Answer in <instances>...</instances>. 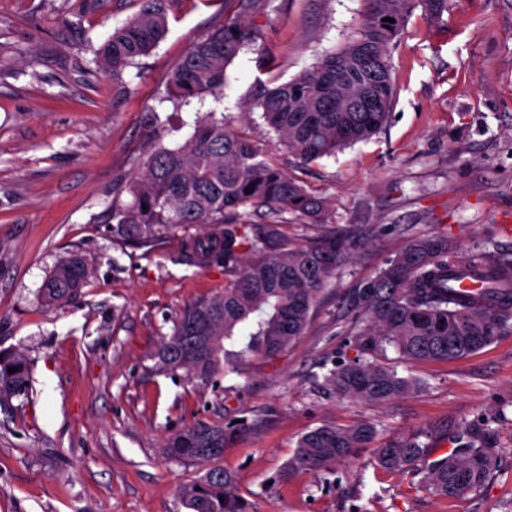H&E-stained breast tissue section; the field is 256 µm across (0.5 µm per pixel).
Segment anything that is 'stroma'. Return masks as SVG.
I'll list each match as a JSON object with an SVG mask.
<instances>
[{
  "instance_id": "obj_1",
  "label": "stroma",
  "mask_w": 512,
  "mask_h": 512,
  "mask_svg": "<svg viewBox=\"0 0 512 512\" xmlns=\"http://www.w3.org/2000/svg\"><path fill=\"white\" fill-rule=\"evenodd\" d=\"M362 0H272L249 16L256 39L226 70L225 115L327 205L351 260L324 291L304 336L273 362L203 388L154 372L151 357L191 302L222 292L223 265L185 258L178 241L136 249L95 218L115 173L135 167L172 112L166 79L224 0H181L166 38L120 77L97 51L139 0H0V349L24 352L27 402L0 409V512H186L178 490L202 465L168 459V435L198 421L250 424L219 461L249 512H512V332L457 360L386 361L422 388L383 406L323 388L327 367L358 358L346 299L417 235H445L459 256L512 249V0H448L442 20L414 13L391 53L395 100L371 139L299 164L249 108L351 35ZM83 253L80 295L48 309L38 290ZM377 424L373 448L335 471L280 479L317 427ZM489 429L502 455L479 493L431 495L429 453ZM415 438L417 471L376 466L374 448Z\"/></svg>"
}]
</instances>
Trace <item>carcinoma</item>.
<instances>
[{
    "label": "carcinoma",
    "mask_w": 512,
    "mask_h": 512,
    "mask_svg": "<svg viewBox=\"0 0 512 512\" xmlns=\"http://www.w3.org/2000/svg\"><path fill=\"white\" fill-rule=\"evenodd\" d=\"M176 2L141 0L139 12L114 28L100 49L101 66L118 77L149 54L166 37ZM268 2L237 0L221 24L191 42L168 76L165 100L174 112L202 106L208 95L220 100L227 66L255 40L244 16L265 10ZM418 8L440 19L448 0H363L354 35L312 68L267 90L255 106L280 145L309 164L382 130L395 92L391 47ZM185 126L181 119L164 129L169 138H147L136 169L113 177L112 203L97 222L112 225L116 242L152 248L174 238L194 263L224 264V293L187 306L153 355L157 371L207 386L230 373L244 374L252 358L274 360L306 333L324 288L349 261L350 242L334 232L301 242L288 238L286 214L328 224L325 204L231 129L224 113L198 110L193 128L185 133ZM253 216L261 223H252ZM206 225L213 232H191ZM90 275L85 256L71 252L46 278L39 299L48 307L71 301ZM465 279L477 282V289H460ZM349 305L357 313L354 344L364 354L388 344L406 360L464 358L512 330V253L483 247L462 258L444 237L416 236L351 292ZM13 367L18 371L8 372ZM323 384L339 398L371 405L421 387L415 378L360 358L336 364ZM30 391L26 355L1 351L0 407ZM248 427L245 418L196 422L166 438V456L208 466L179 490L188 512H248L235 478L215 465ZM375 435L370 421L313 429L300 437L279 478L299 470L329 471L370 447ZM458 440L454 456L424 471L423 484L435 496L475 494L496 468L499 448L490 436L468 431ZM425 451L406 439L374 449V457L385 470L407 472Z\"/></svg>",
    "instance_id": "obj_1"
}]
</instances>
